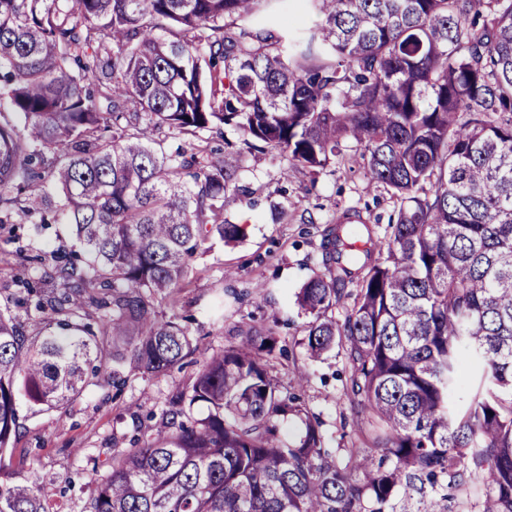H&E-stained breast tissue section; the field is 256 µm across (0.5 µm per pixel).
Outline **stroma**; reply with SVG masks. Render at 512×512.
Here are the masks:
<instances>
[{"label":"stroma","instance_id":"obj_1","mask_svg":"<svg viewBox=\"0 0 512 512\" xmlns=\"http://www.w3.org/2000/svg\"><path fill=\"white\" fill-rule=\"evenodd\" d=\"M239 178L252 194L225 218L246 225V238L231 244L210 239L189 266L175 304L161 307L169 316L192 317L195 363L159 376L130 375L119 393L108 384L94 388L62 414L37 412L20 403L27 427L20 445L28 453L14 455L10 467L37 477L61 512H86L92 487L82 471L88 460L107 461L113 448L128 447L139 428H150L152 414L192 379L197 361L231 343L228 331L235 326L278 323L283 351L271 360L275 380L285 387L297 373H305L302 399L321 420L329 447H368L369 436L358 432V416L344 395L348 369L342 357L331 352L312 361L306 355L308 317L298 308L296 295L323 269L320 243L327 224L355 206L369 224L383 228L393 202L383 188L369 183L357 152L316 177L288 168L273 154L243 152ZM72 245L60 224L17 238L10 225L0 226V308L13 306L19 291L15 278L33 274L28 256L47 257ZM133 408L141 422L131 419Z\"/></svg>","mask_w":512,"mask_h":512}]
</instances>
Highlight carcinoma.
<instances>
[{
  "label": "carcinoma",
  "mask_w": 512,
  "mask_h": 512,
  "mask_svg": "<svg viewBox=\"0 0 512 512\" xmlns=\"http://www.w3.org/2000/svg\"><path fill=\"white\" fill-rule=\"evenodd\" d=\"M287 2L0 0V224L61 221L78 246L22 280L39 332L0 308V512H50L4 471L20 400L61 411L128 360L156 376L195 351L158 307L212 235L246 236L224 219L241 151L205 157L225 127L313 177L352 146L395 199L382 235L337 216L297 297L372 448L326 447L305 374L274 382L277 324L234 329L105 473L92 461L86 512H455L478 485L479 512H512V0H302L321 21L298 30Z\"/></svg>",
  "instance_id": "cac0c4a2"
}]
</instances>
